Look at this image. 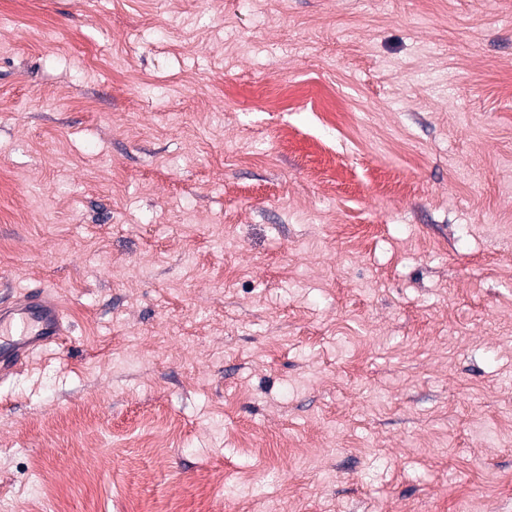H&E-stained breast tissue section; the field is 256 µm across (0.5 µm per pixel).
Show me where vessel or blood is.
<instances>
[{
    "label": "vessel or blood",
    "instance_id": "obj_1",
    "mask_svg": "<svg viewBox=\"0 0 512 512\" xmlns=\"http://www.w3.org/2000/svg\"><path fill=\"white\" fill-rule=\"evenodd\" d=\"M68 333L62 305L45 288L0 304V376L11 374L36 352Z\"/></svg>",
    "mask_w": 512,
    "mask_h": 512
}]
</instances>
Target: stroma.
I'll return each instance as SVG.
<instances>
[{
    "label": "stroma",
    "instance_id": "35a3bbf8",
    "mask_svg": "<svg viewBox=\"0 0 512 512\" xmlns=\"http://www.w3.org/2000/svg\"><path fill=\"white\" fill-rule=\"evenodd\" d=\"M0 512H512V0H0ZM68 333L62 305L39 287L9 305L0 302V376L11 374L36 352Z\"/></svg>",
    "mask_w": 512,
    "mask_h": 512
}]
</instances>
